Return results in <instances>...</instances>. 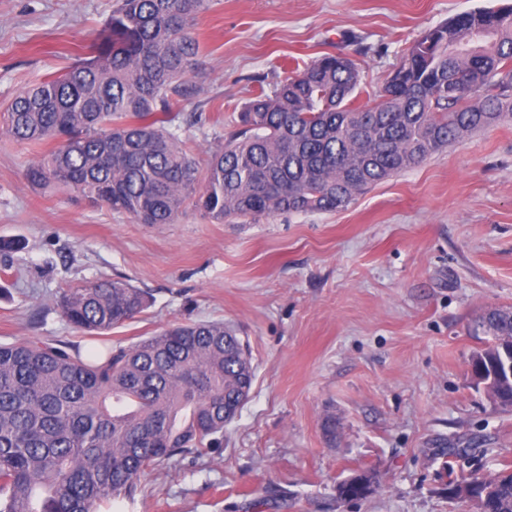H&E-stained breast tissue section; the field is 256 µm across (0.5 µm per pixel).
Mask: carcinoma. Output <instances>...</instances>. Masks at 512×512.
Returning a JSON list of instances; mask_svg holds the SVG:
<instances>
[{
  "label": "carcinoma",
  "instance_id": "1",
  "mask_svg": "<svg viewBox=\"0 0 512 512\" xmlns=\"http://www.w3.org/2000/svg\"><path fill=\"white\" fill-rule=\"evenodd\" d=\"M211 0H119L89 56L19 93L0 134L51 143L26 179L72 191L141 224H171L187 202L219 223L276 213H333L455 140L512 118V4L425 32L360 104L357 64L326 55L260 86L241 128L205 164L170 127L202 66L195 27ZM64 318L102 337L140 314L146 293L122 280L65 288ZM477 327L490 367L512 352V309ZM248 345L220 321L173 324L97 359L76 345L0 344V512H100L131 501L141 475L223 445L224 411L249 395ZM485 512H512V472H472ZM375 479L338 486L363 499Z\"/></svg>",
  "mask_w": 512,
  "mask_h": 512
}]
</instances>
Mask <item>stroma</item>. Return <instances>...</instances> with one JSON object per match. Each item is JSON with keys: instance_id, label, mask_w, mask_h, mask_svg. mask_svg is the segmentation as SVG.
Wrapping results in <instances>:
<instances>
[{"instance_id": "stroma-1", "label": "stroma", "mask_w": 512, "mask_h": 512, "mask_svg": "<svg viewBox=\"0 0 512 512\" xmlns=\"http://www.w3.org/2000/svg\"><path fill=\"white\" fill-rule=\"evenodd\" d=\"M506 0H213L204 66L176 132L198 160L237 128L288 62L352 59L361 101L380 98L404 47ZM116 0H0V110L86 56ZM42 146L0 136V343L100 348L62 316L60 289L123 280L148 303L113 328L124 346L174 323L221 321L250 348L255 379L224 446L145 473L134 504L102 512H474L450 474L512 470V410L474 385L476 329L512 309V120L465 136L335 213L221 224L193 206L139 224L73 194L32 188ZM467 460L445 462L442 447ZM375 491L337 498L360 472Z\"/></svg>"}]
</instances>
